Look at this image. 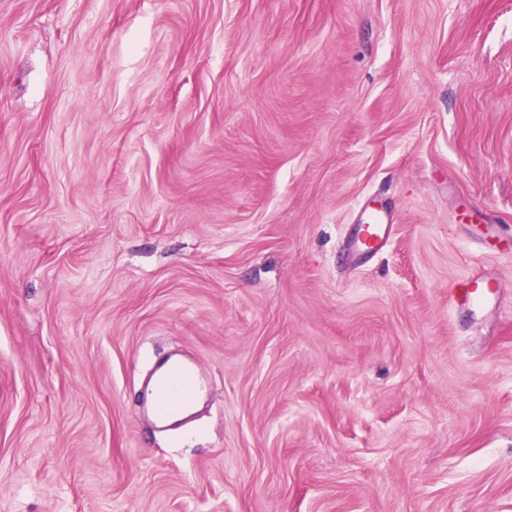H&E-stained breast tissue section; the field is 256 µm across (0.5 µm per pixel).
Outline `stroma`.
Here are the masks:
<instances>
[{
  "label": "stroma",
  "instance_id": "35a3bbf8",
  "mask_svg": "<svg viewBox=\"0 0 512 512\" xmlns=\"http://www.w3.org/2000/svg\"><path fill=\"white\" fill-rule=\"evenodd\" d=\"M502 237L512 0H0V512H512ZM391 230L386 216L381 211L372 209L364 223L359 225L352 247L356 251L379 253L389 245ZM500 286L483 276L475 275L452 297V301L462 305H480L491 300ZM156 389L166 403L158 401L151 408V414L157 420H164L171 412L189 404L199 395L202 381L191 364L176 361L159 376Z\"/></svg>",
  "mask_w": 512,
  "mask_h": 512
}]
</instances>
